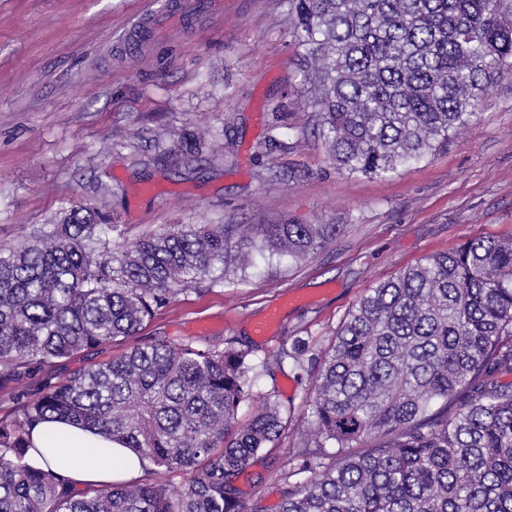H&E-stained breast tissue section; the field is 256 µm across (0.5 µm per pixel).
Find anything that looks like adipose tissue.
Wrapping results in <instances>:
<instances>
[{
    "label": "adipose tissue",
    "mask_w": 512,
    "mask_h": 512,
    "mask_svg": "<svg viewBox=\"0 0 512 512\" xmlns=\"http://www.w3.org/2000/svg\"><path fill=\"white\" fill-rule=\"evenodd\" d=\"M30 440L28 457L32 463L50 466L78 487L130 481L146 467L145 461L130 449L66 421L36 425Z\"/></svg>",
    "instance_id": "adipose-tissue-1"
}]
</instances>
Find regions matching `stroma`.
<instances>
[{
	"mask_svg": "<svg viewBox=\"0 0 512 512\" xmlns=\"http://www.w3.org/2000/svg\"><path fill=\"white\" fill-rule=\"evenodd\" d=\"M0 0V244L49 232L72 205L107 197L108 251L194 224H334L313 255L256 254L156 311L135 335L35 369L26 388L69 379L158 342L247 348L254 398L293 421L236 481L245 505L279 512L304 441L316 356L368 288L475 237H512V80L495 84L447 150L397 175L336 169L314 131L312 86L277 0ZM198 160L169 163L180 132ZM292 148L266 149L271 135ZM278 309L273 334L255 326ZM301 348L306 362L277 363Z\"/></svg>",
	"mask_w": 512,
	"mask_h": 512,
	"instance_id": "obj_1",
	"label": "stroma"
}]
</instances>
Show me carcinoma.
I'll list each match as a JSON object with an SVG mask.
<instances>
[{
  "mask_svg": "<svg viewBox=\"0 0 512 512\" xmlns=\"http://www.w3.org/2000/svg\"><path fill=\"white\" fill-rule=\"evenodd\" d=\"M316 84L331 160L369 177L448 147L485 92L512 78V0H283ZM198 151L181 141L173 162ZM108 215L74 205L53 231L0 247V385L132 336L238 239L302 259L334 224H200L139 241L112 266ZM251 351L136 347L87 367L0 419V512H262L236 478L288 428L253 399ZM512 238H475L379 283L322 354L301 463L281 512H512ZM60 418L132 449L146 480L77 490L27 458L32 427ZM333 448L328 454L325 449Z\"/></svg>",
  "mask_w": 512,
  "mask_h": 512,
  "instance_id": "carcinoma-1",
  "label": "carcinoma"
}]
</instances>
